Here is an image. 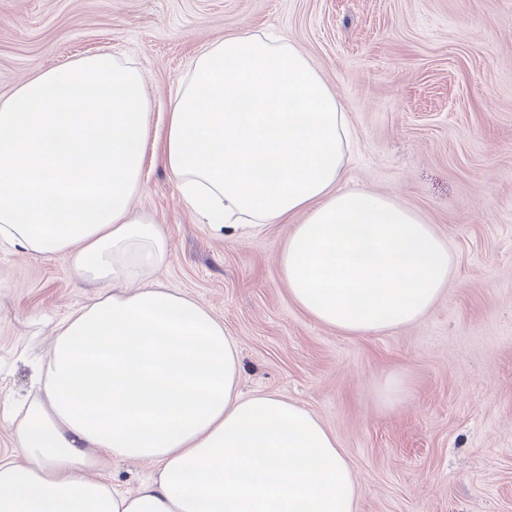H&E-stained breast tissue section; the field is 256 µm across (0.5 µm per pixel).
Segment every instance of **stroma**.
I'll list each match as a JSON object with an SVG mask.
<instances>
[{"mask_svg":"<svg viewBox=\"0 0 512 512\" xmlns=\"http://www.w3.org/2000/svg\"><path fill=\"white\" fill-rule=\"evenodd\" d=\"M250 30L289 37L335 92L353 145L340 184L388 194L435 226L454 274L419 322L367 336L294 304L274 224L223 239L179 200L161 161L164 113L192 59ZM109 52L146 76L153 117L132 207L170 243L155 279L234 336L241 390L275 393L333 431L356 512H512V0H0V97ZM70 267L0 243V409L31 400L58 318L93 303ZM400 373L411 395L375 399ZM155 468L90 471L135 491Z\"/></svg>","mask_w":512,"mask_h":512,"instance_id":"stroma-1","label":"stroma"}]
</instances>
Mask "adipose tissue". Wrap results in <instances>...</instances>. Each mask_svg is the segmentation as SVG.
<instances>
[{"label": "adipose tissue", "instance_id": "obj_1", "mask_svg": "<svg viewBox=\"0 0 512 512\" xmlns=\"http://www.w3.org/2000/svg\"><path fill=\"white\" fill-rule=\"evenodd\" d=\"M150 114L145 75L107 53L0 101V240L67 261L98 290L58 322L38 396L6 418L0 512H356L335 434L284 398L242 396L223 323L150 282L169 243L130 206ZM350 138L307 57L244 31L194 58L168 104L162 160L227 239L292 223L277 259L291 299L362 336L420 321L452 256L412 209L340 189ZM112 460L152 462L156 475L132 493L89 479Z\"/></svg>", "mask_w": 512, "mask_h": 512}]
</instances>
